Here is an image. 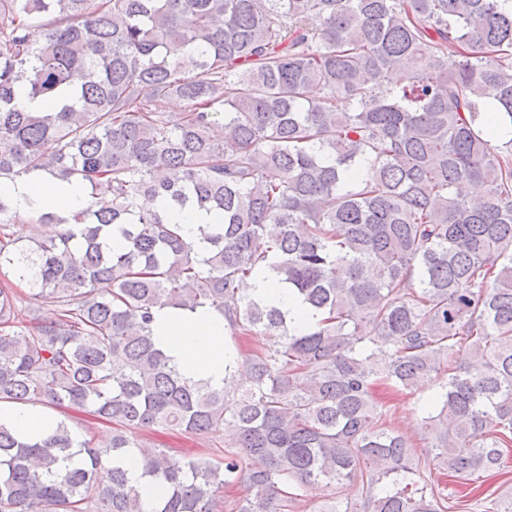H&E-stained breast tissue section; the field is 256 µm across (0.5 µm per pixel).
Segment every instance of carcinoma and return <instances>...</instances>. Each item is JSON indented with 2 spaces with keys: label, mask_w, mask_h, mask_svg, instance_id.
I'll return each instance as SVG.
<instances>
[{
  "label": "carcinoma",
  "mask_w": 512,
  "mask_h": 512,
  "mask_svg": "<svg viewBox=\"0 0 512 512\" xmlns=\"http://www.w3.org/2000/svg\"><path fill=\"white\" fill-rule=\"evenodd\" d=\"M490 93L512 123V0H0V179L93 196L68 228L0 197V276L31 290L23 311L0 286V403L113 425L101 448L64 419L46 438L0 422V512H144L136 449L163 485L153 512H218L243 475L233 512H295L322 481L361 494L317 512H450L432 471L505 470L512 139ZM185 208L221 217L202 247L167 218ZM266 270L306 330L239 295ZM161 306L224 316V385L171 363ZM379 381L435 389L423 460ZM159 426L224 432V459L144 449Z\"/></svg>",
  "instance_id": "obj_1"
}]
</instances>
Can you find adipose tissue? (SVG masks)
<instances>
[{
    "mask_svg": "<svg viewBox=\"0 0 512 512\" xmlns=\"http://www.w3.org/2000/svg\"><path fill=\"white\" fill-rule=\"evenodd\" d=\"M0 194L20 213L44 211L61 223H72L91 202L89 190L76 181L43 175L0 180ZM246 294L263 299L286 313L289 326L301 327L310 316L287 288L276 285L270 274L248 279ZM156 323L163 344L173 361L186 373L208 379L212 385L224 383V317L210 310L193 312L161 307Z\"/></svg>",
    "mask_w": 512,
    "mask_h": 512,
    "instance_id": "adipose-tissue-1",
    "label": "adipose tissue"
}]
</instances>
